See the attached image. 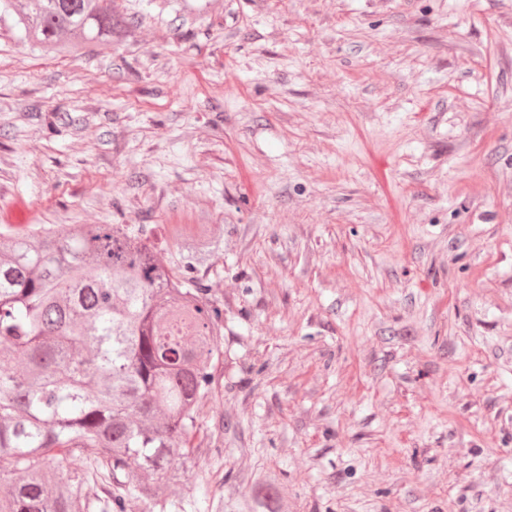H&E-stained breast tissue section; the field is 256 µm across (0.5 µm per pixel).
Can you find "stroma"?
Here are the masks:
<instances>
[{
	"label": "stroma",
	"mask_w": 512,
	"mask_h": 512,
	"mask_svg": "<svg viewBox=\"0 0 512 512\" xmlns=\"http://www.w3.org/2000/svg\"><path fill=\"white\" fill-rule=\"evenodd\" d=\"M0 37V214L215 224L224 359L168 512H512V0H112ZM123 27L112 0H0V31L58 56H80ZM247 500L252 501L259 507L265 508L267 512H277V509L274 507L276 491L274 483L269 479H255Z\"/></svg>",
	"instance_id": "35a3bbf8"
}]
</instances>
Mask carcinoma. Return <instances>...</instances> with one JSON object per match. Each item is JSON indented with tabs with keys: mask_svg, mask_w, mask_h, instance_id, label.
<instances>
[{
	"mask_svg": "<svg viewBox=\"0 0 512 512\" xmlns=\"http://www.w3.org/2000/svg\"><path fill=\"white\" fill-rule=\"evenodd\" d=\"M112 0H0V31L80 56L119 34ZM213 224L0 226V512L174 504L224 318L192 275ZM247 500L277 512L269 479Z\"/></svg>",
	"mask_w": 512,
	"mask_h": 512,
	"instance_id": "cac0c4a2",
	"label": "carcinoma"
}]
</instances>
